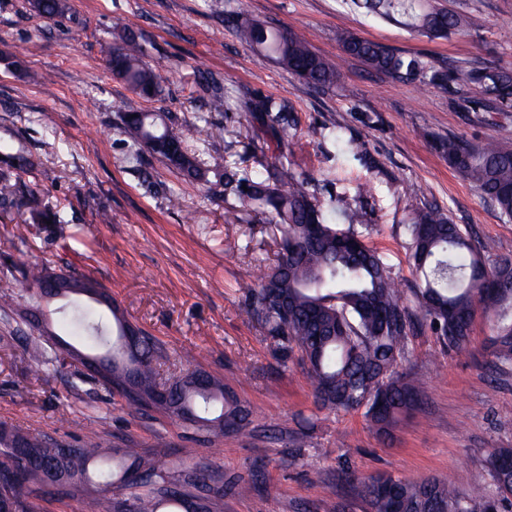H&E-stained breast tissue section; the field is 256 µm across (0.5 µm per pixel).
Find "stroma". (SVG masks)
<instances>
[{"instance_id":"35a3bbf8","label":"stroma","mask_w":512,"mask_h":512,"mask_svg":"<svg viewBox=\"0 0 512 512\" xmlns=\"http://www.w3.org/2000/svg\"><path fill=\"white\" fill-rule=\"evenodd\" d=\"M441 2L480 16L482 28L431 40L365 15L352 0H66L55 17L39 14L31 0H0V143L23 145L39 162L25 172L0 153V197L32 191L60 217L33 224L28 214L0 209V285L12 283L14 292L13 314L0 321V423L68 441L95 434L179 470L203 463L225 488L222 512H364L343 478L348 469L488 484L483 456L512 448V371L489 365L490 318L477 315L458 352L444 350L425 327L409 336L403 370L420 382L421 402L390 434L369 428L362 412L319 409L303 368L281 365L246 306L244 267L276 249L268 217L154 158L128 162L120 120L131 109L163 113L174 127L201 116L197 152L248 156L256 121L243 102L284 100L295 124L269 142L266 162L297 143L293 167L324 201L355 200L358 186L369 184L370 195L357 199L365 214L357 230L387 259L399 288L414 282L402 226L417 204L442 209L512 258V220L432 147L434 137L453 135L512 147V112L477 121L458 105L477 98L476 90L398 81L345 55L337 39L349 31L447 68H512V0ZM238 9L293 29L340 65L342 81L312 87L241 43L224 21ZM127 24L160 77L159 97L133 94L109 68ZM216 86L233 110L209 111ZM350 137L362 142L363 156L344 152ZM100 210L110 223L96 221ZM34 264L101 284L126 318L163 344L167 379L193 369L222 377L247 406L248 427L214 441L166 414L135 413L93 381L78 382L73 369L48 373L31 362L30 331L18 313L30 286L23 270ZM237 477L250 491L228 488Z\"/></svg>"}]
</instances>
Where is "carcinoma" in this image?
Here are the masks:
<instances>
[{"mask_svg": "<svg viewBox=\"0 0 512 512\" xmlns=\"http://www.w3.org/2000/svg\"><path fill=\"white\" fill-rule=\"evenodd\" d=\"M352 2L368 14L430 39H446L481 26L479 17H462L437 0ZM33 7L49 17L65 9L63 0H34ZM226 22L242 42L277 59L309 85L331 87L343 78L337 65L314 52L293 31L261 22L242 10L228 12ZM338 41L345 54L395 79L423 87L442 88L450 83L474 87L497 111H512V69L459 65L446 70L350 32L340 33ZM145 56V46L129 37L113 50L109 64L130 91L153 98L160 93V82ZM248 109L261 113L273 134L294 123L293 111L284 101L258 99ZM122 124L133 148L131 160L140 162L148 153L189 179L206 182L212 174L224 188V198L254 204L271 215L280 233L276 259L271 264L255 260L248 272L254 286L249 288L247 304L282 362L293 351L300 353L319 408L362 409L373 428L388 432L420 397L419 387L400 370L409 336L426 326L443 346L461 349L469 343L480 309L494 319L485 342L492 356L490 367L512 369V259L490 261L493 247L473 238L437 207H415L411 223L404 225L409 260L417 275L411 295L406 296L397 288L385 259L356 232L362 208L336 198L322 201L311 181L293 171L289 161L270 165L255 153L250 164L242 157L226 156L203 162L187 147L201 132L195 122L176 129L159 113L130 110L122 115ZM434 146L449 169L469 180L512 219L511 147L495 141L474 144L455 136L439 138ZM11 204L28 212L35 224L50 220L32 192L18 195ZM332 212L340 215L346 227L331 221ZM28 276L37 291L30 294L24 319L39 332L25 347L29 360L47 371L72 367L81 360L65 356V350L80 345L91 355L112 361L110 375L92 377L112 396L113 381L135 359L138 390L125 397L135 411H146L148 399L165 386L169 401L155 403L154 409L189 421L214 437L228 433V421L235 423L234 432L245 430L248 410L220 378L191 370L164 385L155 367L163 351L159 340L145 333L137 352L130 353L124 332L131 322L118 309L110 310V321L84 311L78 300L84 287L93 283L89 278H73L76 289L68 294L73 302L68 323L71 341L46 338L41 303L55 274L33 265ZM62 444L50 435L0 423V469L16 474L15 483L3 491L20 496V512H34L32 498L50 488L75 496L87 484L100 488L97 512H118L122 499L133 500L135 512H160L165 502L169 512H184L182 505L209 480L201 463L172 474L136 448L120 450L106 440L89 438L70 445L65 454ZM484 468L488 488H462L447 477L412 481L350 472L347 480L359 488L366 512H512V448L490 450Z\"/></svg>", "mask_w": 512, "mask_h": 512, "instance_id": "1", "label": "carcinoma"}]
</instances>
